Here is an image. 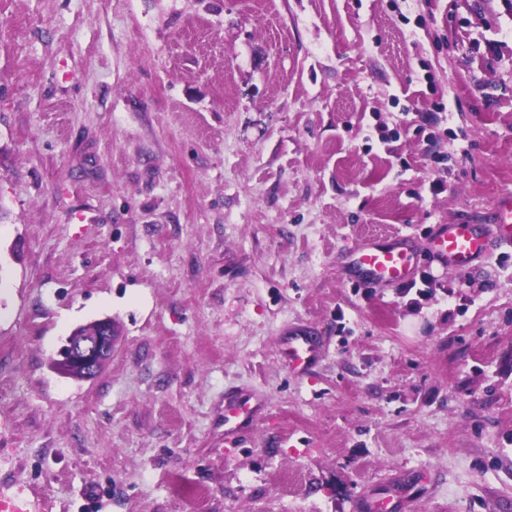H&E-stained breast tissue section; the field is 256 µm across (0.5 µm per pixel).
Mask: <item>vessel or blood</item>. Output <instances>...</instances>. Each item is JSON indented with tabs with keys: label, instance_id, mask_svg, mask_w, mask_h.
Returning a JSON list of instances; mask_svg holds the SVG:
<instances>
[{
	"label": "vessel or blood",
	"instance_id": "vessel-or-blood-1",
	"mask_svg": "<svg viewBox=\"0 0 512 512\" xmlns=\"http://www.w3.org/2000/svg\"><path fill=\"white\" fill-rule=\"evenodd\" d=\"M495 236H488L471 224H445L434 235L431 251L441 263L466 269L481 260L494 242L512 244V194L499 197L492 210ZM350 270L363 287L401 283L409 280L416 267V251L409 237L399 236L383 243L368 237L349 254ZM283 356L289 364L306 366L314 361L317 348L308 336L298 333L288 338ZM252 407L248 400L229 403L224 409V431L238 433L250 422ZM0 512H41L28 488L0 483Z\"/></svg>",
	"mask_w": 512,
	"mask_h": 512
}]
</instances>
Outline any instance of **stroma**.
<instances>
[{
    "label": "stroma",
    "instance_id": "1",
    "mask_svg": "<svg viewBox=\"0 0 512 512\" xmlns=\"http://www.w3.org/2000/svg\"><path fill=\"white\" fill-rule=\"evenodd\" d=\"M508 192L512 0H0V477L43 512H512V246L428 250ZM397 235L425 294L348 275ZM105 317L102 374L55 373ZM493 239L474 224H444L431 241V251L441 263L467 269L492 248ZM282 353L289 364L307 366L316 358L317 348L308 336L297 333L287 339ZM252 418V406L249 399H242L229 403L224 409V432L227 434L238 433L241 428L250 422Z\"/></svg>",
    "mask_w": 512,
    "mask_h": 512
}]
</instances>
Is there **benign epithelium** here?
<instances>
[{"instance_id":"benign-epithelium-1","label":"benign epithelium","mask_w":512,"mask_h":512,"mask_svg":"<svg viewBox=\"0 0 512 512\" xmlns=\"http://www.w3.org/2000/svg\"><path fill=\"white\" fill-rule=\"evenodd\" d=\"M116 340L112 319L108 317L80 326L50 357L49 366L64 377L94 379L112 358Z\"/></svg>"}]
</instances>
